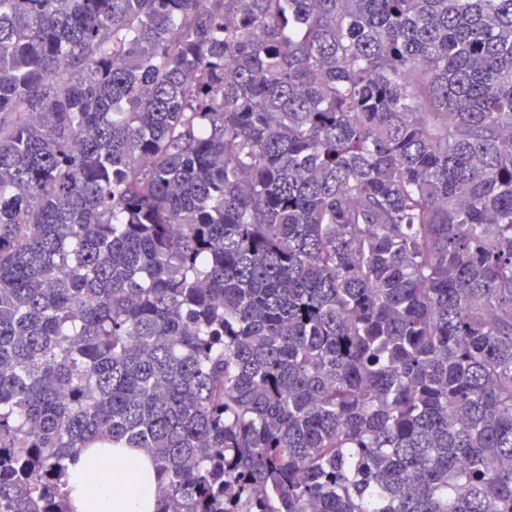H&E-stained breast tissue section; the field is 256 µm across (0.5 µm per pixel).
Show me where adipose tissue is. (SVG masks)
<instances>
[{
    "label": "adipose tissue",
    "instance_id": "obj_1",
    "mask_svg": "<svg viewBox=\"0 0 512 512\" xmlns=\"http://www.w3.org/2000/svg\"><path fill=\"white\" fill-rule=\"evenodd\" d=\"M65 482L73 512H155L163 490L149 456L135 448L81 454Z\"/></svg>",
    "mask_w": 512,
    "mask_h": 512
}]
</instances>
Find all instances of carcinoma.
<instances>
[{"label": "carcinoma", "mask_w": 512, "mask_h": 512, "mask_svg": "<svg viewBox=\"0 0 512 512\" xmlns=\"http://www.w3.org/2000/svg\"><path fill=\"white\" fill-rule=\"evenodd\" d=\"M512 512V0H0V512ZM118 459L130 461L132 471L113 465ZM63 481L68 505L74 512H155L163 490L149 456L136 448H112V454L103 448L94 456L83 453L76 462L68 464ZM89 483L97 486L92 504L85 495Z\"/></svg>", "instance_id": "obj_1"}]
</instances>
